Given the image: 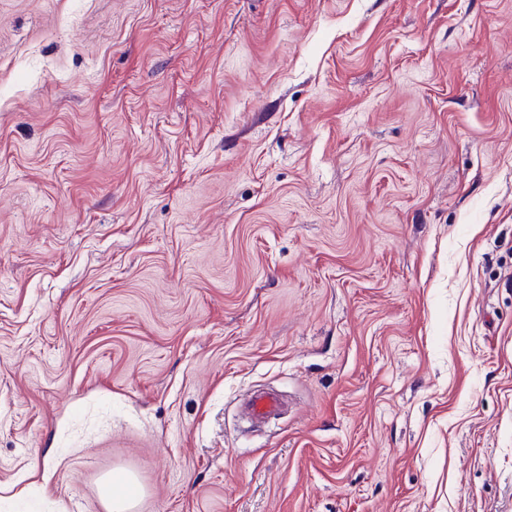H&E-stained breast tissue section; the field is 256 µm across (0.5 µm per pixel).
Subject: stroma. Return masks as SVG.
<instances>
[{"instance_id":"35a3bbf8","label":"stroma","mask_w":512,"mask_h":512,"mask_svg":"<svg viewBox=\"0 0 512 512\" xmlns=\"http://www.w3.org/2000/svg\"><path fill=\"white\" fill-rule=\"evenodd\" d=\"M116 469L512 512V0H0V512ZM248 415L258 421L275 416L281 408V400L276 392H262L253 395L247 402Z\"/></svg>"}]
</instances>
